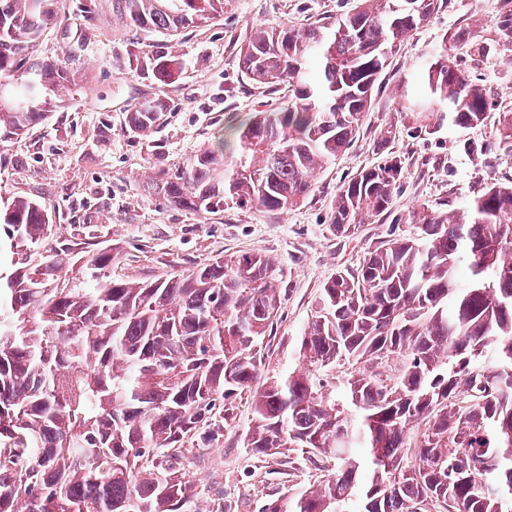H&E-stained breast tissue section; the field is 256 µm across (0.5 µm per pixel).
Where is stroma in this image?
Returning a JSON list of instances; mask_svg holds the SVG:
<instances>
[{
	"label": "stroma",
	"mask_w": 512,
	"mask_h": 512,
	"mask_svg": "<svg viewBox=\"0 0 512 512\" xmlns=\"http://www.w3.org/2000/svg\"><path fill=\"white\" fill-rule=\"evenodd\" d=\"M90 20L77 16L76 0H57L58 22L40 39L44 57L62 61L71 80L49 118L23 136L0 142V196L26 197L54 212L53 241L69 239L76 225L92 224L124 255L117 275L154 279L233 253L273 258L282 306L264 341L262 373L294 365L299 337L322 286L337 272L354 270L385 241L416 233L423 207L464 206L489 184L512 182V157L496 148L500 113L512 112V49L501 46L473 69L493 105L480 124L450 121L431 126L425 113L402 110L399 81L422 95L423 72L446 38L466 30L494 38L492 0H439L430 22L399 43L373 96L360 134L334 164L317 171L309 198L276 212L255 206H218L197 215L169 203L156 182L231 135L248 117L284 106L283 92L250 83L239 67V49L252 29L302 27L345 14L354 0H224V15L174 36L134 30L112 0H93ZM159 54L182 59L166 85L146 71ZM163 105L149 133L129 131L138 101ZM404 162L402 187L387 215L347 236L330 224L331 203L343 181L387 155ZM250 394L234 402L235 419L213 445L184 459L198 496L216 504L242 491V512H254L273 486L287 483V466L258 460L242 446L254 423Z\"/></svg>",
	"instance_id": "obj_1"
}]
</instances>
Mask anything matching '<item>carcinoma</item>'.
<instances>
[{
  "mask_svg": "<svg viewBox=\"0 0 512 512\" xmlns=\"http://www.w3.org/2000/svg\"><path fill=\"white\" fill-rule=\"evenodd\" d=\"M54 0H0V139L48 118L70 80L36 55L56 21ZM130 25L168 35L224 14V0H118ZM437 0H360L333 21L257 29L240 47L242 74L288 104L257 112L236 140L165 174L167 200L284 211L306 201L313 173L350 147L396 43L430 19ZM495 39L466 31L452 47L477 63L512 45V3L500 0ZM183 62H150L165 83ZM425 95L401 108L448 113L462 128L490 109L470 68L443 50ZM160 118L140 102L130 130ZM497 149L512 155V113ZM403 161L389 155L343 182L331 224L348 234L388 211ZM418 233L390 239L358 270L324 284L298 345L299 365L253 389L282 304L278 268L260 254L219 256L180 274L133 281L91 226L40 251L53 227L42 202H0V512H239L198 504L179 463L211 446L252 394L243 447L288 457L303 489L278 488L256 512H512V183L465 207H424ZM351 371L336 379V367Z\"/></svg>",
  "mask_w": 512,
  "mask_h": 512,
  "instance_id": "cac0c4a2",
  "label": "carcinoma"
}]
</instances>
